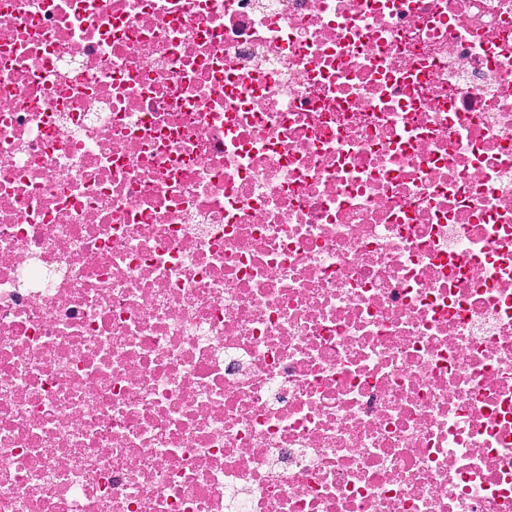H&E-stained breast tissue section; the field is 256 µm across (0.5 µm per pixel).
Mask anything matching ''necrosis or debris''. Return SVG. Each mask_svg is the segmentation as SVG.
<instances>
[{
	"label": "necrosis or debris",
	"instance_id": "4bbe7bcc",
	"mask_svg": "<svg viewBox=\"0 0 512 512\" xmlns=\"http://www.w3.org/2000/svg\"><path fill=\"white\" fill-rule=\"evenodd\" d=\"M0 512H512V0H0Z\"/></svg>",
	"mask_w": 512,
	"mask_h": 512
}]
</instances>
